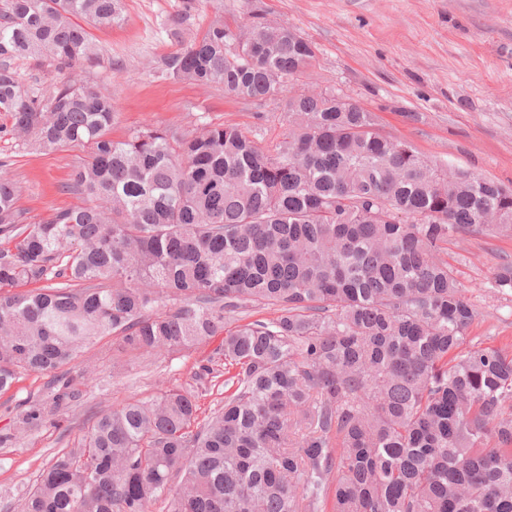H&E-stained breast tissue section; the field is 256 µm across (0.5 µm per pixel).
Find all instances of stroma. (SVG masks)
<instances>
[{
    "instance_id": "35a3bbf8",
    "label": "stroma",
    "mask_w": 512,
    "mask_h": 512,
    "mask_svg": "<svg viewBox=\"0 0 512 512\" xmlns=\"http://www.w3.org/2000/svg\"><path fill=\"white\" fill-rule=\"evenodd\" d=\"M181 6L124 0L121 23L90 28L96 55L79 74L111 93L119 112L111 138L143 123L183 128L201 118L237 125L274 151L284 133L282 98L233 97L215 85L158 77L162 57L178 45L173 18ZM218 10L231 27L258 14L309 40L315 58L293 77L296 88L349 98L376 115L381 135L444 167L512 186V0H220L215 8L200 6L180 30L202 34ZM82 154L78 147L32 151L0 139V160L11 161L20 186L18 204L39 217L80 203L67 186ZM448 259L478 312L469 339L512 347V291L493 286L496 268L512 263V239L458 237ZM220 343L216 336L163 359L118 350L103 338L71 366L86 375L82 405L30 432L23 447L0 448V512H20L42 469L81 437L88 414L193 384L198 365ZM46 380L26 373L0 394V428L12 424L19 404L44 395Z\"/></svg>"
}]
</instances>
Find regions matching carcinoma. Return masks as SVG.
Listing matches in <instances>:
<instances>
[{
	"label": "carcinoma",
	"instance_id": "obj_1",
	"mask_svg": "<svg viewBox=\"0 0 512 512\" xmlns=\"http://www.w3.org/2000/svg\"><path fill=\"white\" fill-rule=\"evenodd\" d=\"M122 12L0 0V134L85 151L82 203L44 217L0 161V393L30 372L53 385L0 448L81 403L66 366L105 336L163 357L223 337L195 377H224V406L202 418L185 387L96 414L22 512H512V350L466 344L477 312L447 258L453 236L512 238V189L295 89L313 45L218 10L159 73L284 98L275 151L199 119L114 140L112 95L70 73L93 53L86 26ZM28 57L61 75L49 93L13 67ZM250 308L270 317L237 323Z\"/></svg>",
	"mask_w": 512,
	"mask_h": 512
}]
</instances>
